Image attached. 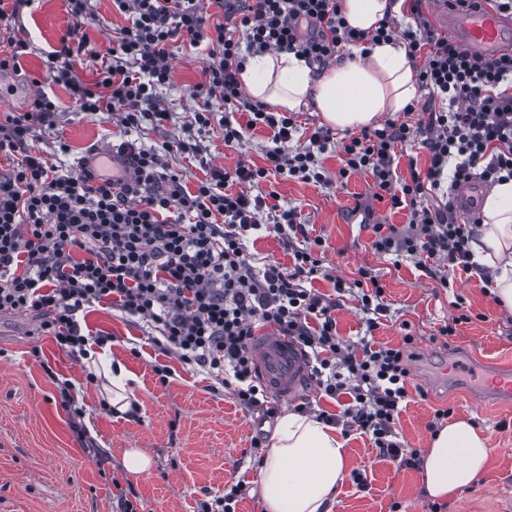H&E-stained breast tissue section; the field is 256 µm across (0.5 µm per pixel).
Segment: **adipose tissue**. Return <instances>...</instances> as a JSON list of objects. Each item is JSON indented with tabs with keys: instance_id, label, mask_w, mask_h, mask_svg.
Masks as SVG:
<instances>
[{
	"instance_id": "obj_1",
	"label": "adipose tissue",
	"mask_w": 512,
	"mask_h": 512,
	"mask_svg": "<svg viewBox=\"0 0 512 512\" xmlns=\"http://www.w3.org/2000/svg\"><path fill=\"white\" fill-rule=\"evenodd\" d=\"M402 5L403 0H343L342 8L350 26L372 31L385 17L401 15ZM239 78L253 101L284 112L309 106L341 130L405 111L417 93L414 63L398 41L352 47L349 56L319 72L292 53L257 54L247 58ZM482 213L470 244L473 259L490 273L499 304L512 309V181L495 185ZM488 456L487 441L470 420L449 423L422 457L425 493L442 500L470 487ZM345 468L335 427L308 414L284 413L259 470L264 512H329Z\"/></svg>"
}]
</instances>
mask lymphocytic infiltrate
<instances>
[{
    "label": "lymphocytic infiltrate",
    "instance_id": "lymphocytic-infiltrate-1",
    "mask_svg": "<svg viewBox=\"0 0 512 512\" xmlns=\"http://www.w3.org/2000/svg\"><path fill=\"white\" fill-rule=\"evenodd\" d=\"M75 24L46 52L52 82L68 89L74 110L106 112L123 137L138 180L129 192H113L84 171H65L30 143L40 129L56 126L59 103L35 90L26 111L0 119V151L17 154L0 173V313L35 312L41 329L72 354L88 341L80 319L104 304L153 332L154 344L214 378L245 407L267 406L256 379L250 340L257 327L287 333L311 358L310 380L325 395L349 396L342 411L346 430L372 437L380 456L398 466L420 464L415 449L397 439L396 420L407 396L415 338L398 347L378 345L374 332L387 306L385 290L362 267L352 284L335 279L334 295L312 289L322 271L296 209L274 217L272 229L293 257L292 268L257 267L245 240L260 230L264 197L252 188L268 176L325 181L319 157L332 132L317 127L302 148L288 150L298 126L293 113L271 112L250 99L239 73L247 55L288 51L320 66L347 46L403 40L413 61L424 101L415 124L385 120L346 134L340 178L369 175L371 199L390 209H409L408 224L372 225L371 249L396 261L411 260L441 287L449 270H476L470 242L479 216L459 223L454 195L463 184L512 179V53L496 59L471 54L442 36L426 13L429 0H404L408 21L388 19L375 31L348 25L342 0H113L127 18L106 51L91 44L82 26L93 20L89 0H65ZM220 8L231 25L212 22L207 5ZM212 46L203 79L191 89L201 104L185 125L187 138L145 147L132 139L143 124L163 126L170 112L156 97L171 83V41ZM96 62L94 81L76 69ZM224 114V144L241 143L245 130L272 133L266 164L238 162L226 169L208 162L196 140L208 132L214 106ZM415 141L429 154L426 171L398 178L395 148ZM187 154L204 172L195 186L164 161ZM365 314L366 334L351 342L339 336L335 312L348 288Z\"/></svg>",
    "mask_w": 512,
    "mask_h": 512
}]
</instances>
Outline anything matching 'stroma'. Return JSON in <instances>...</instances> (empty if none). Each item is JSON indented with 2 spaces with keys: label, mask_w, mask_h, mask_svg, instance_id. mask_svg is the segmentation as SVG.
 Returning a JSON list of instances; mask_svg holds the SVG:
<instances>
[{
  "label": "stroma",
  "mask_w": 512,
  "mask_h": 512,
  "mask_svg": "<svg viewBox=\"0 0 512 512\" xmlns=\"http://www.w3.org/2000/svg\"><path fill=\"white\" fill-rule=\"evenodd\" d=\"M94 21L85 31L98 50L112 43L116 29L126 23L112 0H92ZM33 52L23 66L27 75L42 79V88L61 102L67 90L44 81V53L58 45L72 26L64 0H36L19 19ZM176 69L170 85L158 96L171 119L161 128L144 125L138 136L157 147L177 138L198 101L188 88L201 81L208 47L173 42ZM119 132L106 113L77 112L68 107L58 127L42 132L35 146L54 155L57 165L75 168L93 148L111 145ZM214 164L233 168L237 161L264 166L272 148L271 133L246 131L240 146H225L221 128L201 135ZM343 155L331 143L321 161L327 182L271 177L253 192L275 195L276 203L296 208L311 236L323 241L324 263L335 277L352 282L359 268L371 269L385 286L388 312L374 333L376 343L397 346L403 332L417 338L410 363L412 388L398 416L396 430L406 448H429L436 409L452 408L454 417L469 418L487 439L489 460L479 481L448 498L442 512H512V408L481 405L462 385L438 383L427 397L419 387L459 356L486 362L512 363V312L499 307L484 291L478 276L454 271V286L438 287L412 262L393 267L373 253L370 230L352 221L357 203L368 200L369 176L351 175L341 181ZM469 308L470 323L460 325L448 342L433 341L441 325L454 315L456 298ZM91 331L108 332L114 342L108 352L131 376L132 391L141 407L135 417L114 416L102 388L83 387L86 366L66 355L53 338L40 331L35 313L0 315V512H115L116 487H132L136 512H199L200 504L224 493L237 481L248 486L236 512H263L258 491L260 463L251 457L254 437L271 435L276 422L241 407L230 393L216 395L205 373L186 370L174 356L162 354L143 339L119 313L94 308L86 316ZM170 366L168 384H160L154 364ZM71 380L72 394L83 413L70 419L61 405L59 383ZM349 474L338 486L331 512H431L433 501L422 491L421 472L401 468L381 457L370 436L343 433ZM145 449L153 459L148 472L129 474L125 449ZM360 471L356 484L351 471Z\"/></svg>",
  "instance_id": "obj_1"
}]
</instances>
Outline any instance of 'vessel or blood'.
I'll return each instance as SVG.
<instances>
[{
    "mask_svg": "<svg viewBox=\"0 0 512 512\" xmlns=\"http://www.w3.org/2000/svg\"><path fill=\"white\" fill-rule=\"evenodd\" d=\"M448 33L468 51L486 58L512 53V19L500 14L482 0L474 9H451L446 14ZM93 177L112 183L113 191H121L133 177L132 167L119 148L97 149L83 159ZM481 188L477 183L461 186L455 197L457 212L474 214ZM255 369L264 386L277 398L295 397L304 387L310 365L307 354L294 341L277 329L267 327L250 343ZM462 373L474 383V392L486 401H512V370H486L482 366L464 365Z\"/></svg>",
    "mask_w": 512,
    "mask_h": 512,
    "instance_id": "b4317fda",
    "label": "vessel or blood"
}]
</instances>
